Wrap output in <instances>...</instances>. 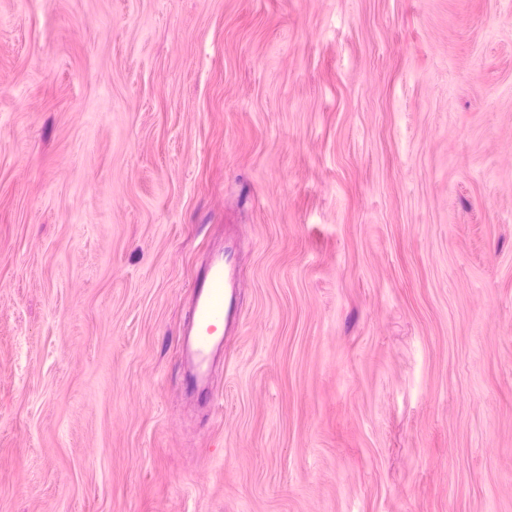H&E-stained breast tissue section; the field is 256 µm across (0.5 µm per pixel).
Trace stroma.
I'll return each mask as SVG.
<instances>
[{
  "label": "stroma",
  "instance_id": "obj_1",
  "mask_svg": "<svg viewBox=\"0 0 512 512\" xmlns=\"http://www.w3.org/2000/svg\"><path fill=\"white\" fill-rule=\"evenodd\" d=\"M0 512H512V0H0ZM234 276V253L225 246L194 281L192 319L182 336L184 354L195 370L196 384L205 377L211 357L224 352V332L239 323Z\"/></svg>",
  "mask_w": 512,
  "mask_h": 512
}]
</instances>
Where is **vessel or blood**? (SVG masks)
Instances as JSON below:
<instances>
[{
  "instance_id": "1",
  "label": "vessel or blood",
  "mask_w": 512,
  "mask_h": 512,
  "mask_svg": "<svg viewBox=\"0 0 512 512\" xmlns=\"http://www.w3.org/2000/svg\"><path fill=\"white\" fill-rule=\"evenodd\" d=\"M234 253L232 248L212 257L195 279L192 319L184 331V354L202 381L212 356L224 349V331L235 327L239 313L234 303Z\"/></svg>"
}]
</instances>
